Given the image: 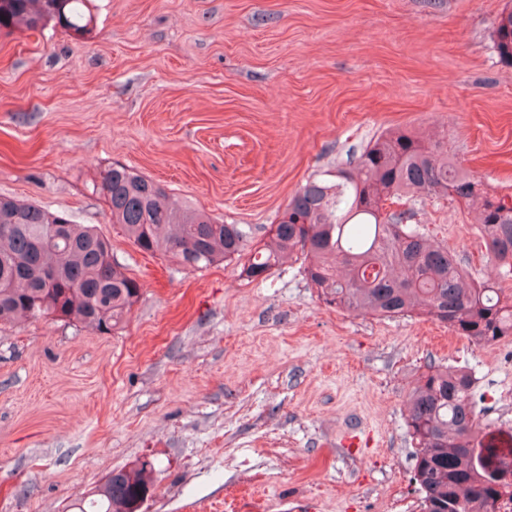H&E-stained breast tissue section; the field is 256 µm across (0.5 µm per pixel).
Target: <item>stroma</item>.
<instances>
[{
  "label": "stroma",
  "mask_w": 512,
  "mask_h": 512,
  "mask_svg": "<svg viewBox=\"0 0 512 512\" xmlns=\"http://www.w3.org/2000/svg\"><path fill=\"white\" fill-rule=\"evenodd\" d=\"M512 0H91L77 36L0 34V195L95 226L142 285L125 327L0 323V512H71L150 458L140 512H420L408 394L428 366L476 380L512 434V337L476 345L423 315L326 304L296 252L266 279L140 251L94 183L120 164L264 239L308 180L402 129L446 143L512 198ZM414 222L474 280L512 294L473 208L422 197ZM493 49L499 60L512 65V8H506L495 22Z\"/></svg>",
  "instance_id": "stroma-1"
}]
</instances>
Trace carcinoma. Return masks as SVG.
<instances>
[{"instance_id":"cac0c4a2","label":"carcinoma","mask_w":512,"mask_h":512,"mask_svg":"<svg viewBox=\"0 0 512 512\" xmlns=\"http://www.w3.org/2000/svg\"><path fill=\"white\" fill-rule=\"evenodd\" d=\"M88 0H0V31L37 30L53 21L75 35L88 33ZM493 49L512 65V8L495 22ZM96 190L112 223L143 252L170 254L179 265L202 268L232 260L249 246L253 228L224 224L170 198L152 179L114 164ZM448 196L476 209L491 259L512 273V206L448 156L441 143H423L390 130L357 158V174L338 169L331 180L298 190L254 250L242 273L266 277L296 250L304 274L326 303L378 317L426 315L459 336L491 343L512 336V295L495 282H474L448 253L411 224V194ZM67 224L64 237L53 225ZM141 285L112 262L108 239L89 224L59 212L0 196V322L53 316L94 327L122 328ZM473 375L431 366L409 394L407 426L415 442L412 482L421 512H496L501 494L485 488L494 474L479 439ZM152 461L120 470L80 498L78 512H138L151 483Z\"/></svg>"}]
</instances>
